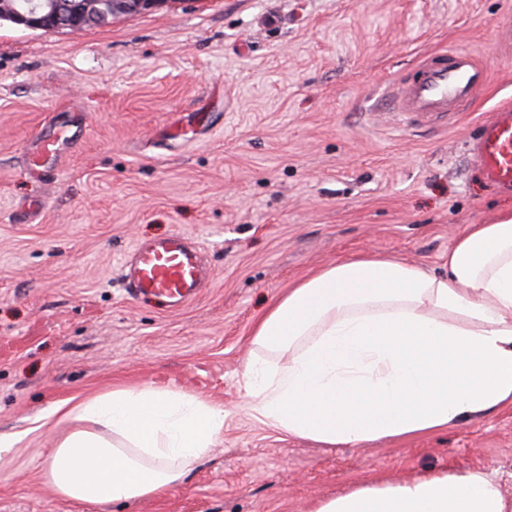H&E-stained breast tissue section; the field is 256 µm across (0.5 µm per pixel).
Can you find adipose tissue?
Instances as JSON below:
<instances>
[{"label": "adipose tissue", "instance_id": "obj_1", "mask_svg": "<svg viewBox=\"0 0 512 512\" xmlns=\"http://www.w3.org/2000/svg\"><path fill=\"white\" fill-rule=\"evenodd\" d=\"M244 382L257 421L325 448L409 439L512 406V212L473 224L430 270L352 256L297 283L255 325ZM74 427L44 476L106 512L157 496L204 461L224 407L166 387L116 386L60 404ZM313 512H512L499 480L448 470L360 484Z\"/></svg>", "mask_w": 512, "mask_h": 512}]
</instances>
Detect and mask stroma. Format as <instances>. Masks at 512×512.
I'll return each mask as SVG.
<instances>
[{
	"label": "stroma",
	"instance_id": "stroma-1",
	"mask_svg": "<svg viewBox=\"0 0 512 512\" xmlns=\"http://www.w3.org/2000/svg\"><path fill=\"white\" fill-rule=\"evenodd\" d=\"M512 0H170L80 32L0 21V512H85L44 480L54 407L154 385L223 404L220 446L160 496L109 512H311L359 483L483 469L512 500V407L448 430L323 448L251 417L254 325L348 256L439 268L466 227L512 211L468 142L512 102ZM486 91L456 123L405 129L384 100L441 47ZM76 125L62 164L28 162ZM190 236L210 272L177 312L126 292L135 246Z\"/></svg>",
	"mask_w": 512,
	"mask_h": 512
}]
</instances>
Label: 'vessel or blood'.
Here are the masks:
<instances>
[{
	"label": "vessel or blood",
	"mask_w": 512,
	"mask_h": 512,
	"mask_svg": "<svg viewBox=\"0 0 512 512\" xmlns=\"http://www.w3.org/2000/svg\"><path fill=\"white\" fill-rule=\"evenodd\" d=\"M415 70L416 77L400 80L391 95L392 109L410 127H445L456 122L489 81L479 58L461 49L427 54ZM71 141L64 127L42 139L33 172L55 164ZM469 151L488 184L512 190V104L495 107L492 118L480 124ZM205 280L198 247L183 234L173 233L136 245L125 286L131 296L154 299L167 311L176 312L200 295Z\"/></svg>",
	"instance_id": "1"
}]
</instances>
